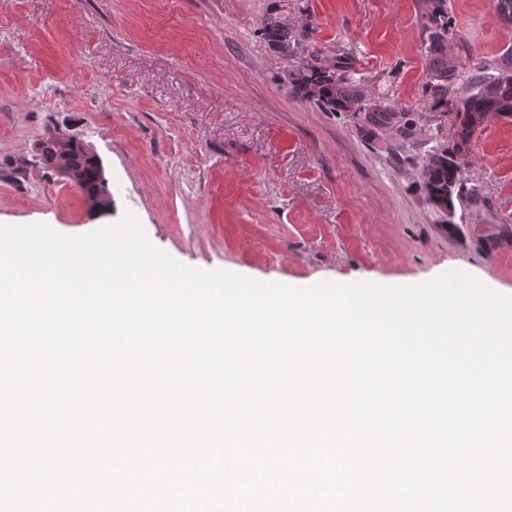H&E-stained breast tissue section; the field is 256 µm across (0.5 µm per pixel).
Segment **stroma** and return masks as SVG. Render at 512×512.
Here are the masks:
<instances>
[{"mask_svg":"<svg viewBox=\"0 0 512 512\" xmlns=\"http://www.w3.org/2000/svg\"><path fill=\"white\" fill-rule=\"evenodd\" d=\"M422 0H0V224L83 235L140 218L180 262L265 282L416 284L466 266L512 293V123L469 137L462 170L482 201L441 226L426 204L416 146L364 135L350 112L293 93L299 61L261 37L266 18L349 52L371 92L432 116L422 93ZM464 49L487 66L512 49L490 0H449ZM63 129L90 145L112 211L33 165Z\"/></svg>","mask_w":512,"mask_h":512,"instance_id":"1","label":"stroma"}]
</instances>
